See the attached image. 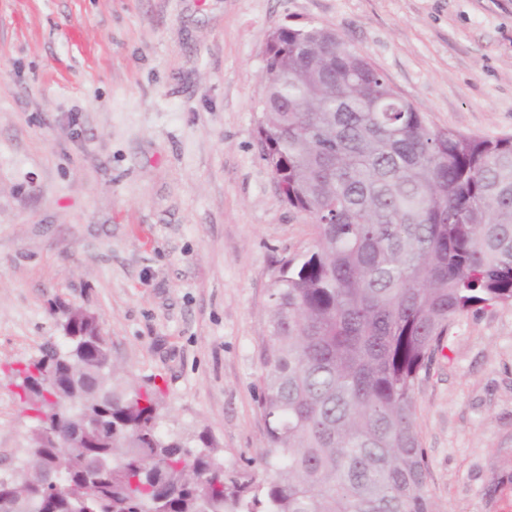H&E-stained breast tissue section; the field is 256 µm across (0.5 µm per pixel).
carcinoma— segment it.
<instances>
[{"label":"carcinoma","mask_w":512,"mask_h":512,"mask_svg":"<svg viewBox=\"0 0 512 512\" xmlns=\"http://www.w3.org/2000/svg\"><path fill=\"white\" fill-rule=\"evenodd\" d=\"M261 156L316 247L276 281L263 353L261 478L229 473L209 436L162 432L142 387L101 367L109 347L73 335L15 371L35 428L92 412L84 448H46L0 473V512H434L415 389L450 323L512 302V137L433 130L383 72L312 26L279 27L264 52ZM94 371L112 404L64 384ZM60 468L68 490L40 475Z\"/></svg>","instance_id":"cac0c4a2"}]
</instances>
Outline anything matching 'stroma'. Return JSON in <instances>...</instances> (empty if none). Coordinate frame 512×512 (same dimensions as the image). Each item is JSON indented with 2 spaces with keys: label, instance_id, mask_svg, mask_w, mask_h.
I'll return each instance as SVG.
<instances>
[{
  "label": "stroma",
  "instance_id": "1",
  "mask_svg": "<svg viewBox=\"0 0 512 512\" xmlns=\"http://www.w3.org/2000/svg\"><path fill=\"white\" fill-rule=\"evenodd\" d=\"M333 29L429 127L512 137V0H0V468L13 370L93 314L165 432L260 472L271 294L315 245L261 158L263 48ZM436 512H512V303L449 326L416 389Z\"/></svg>",
  "mask_w": 512,
  "mask_h": 512
}]
</instances>
